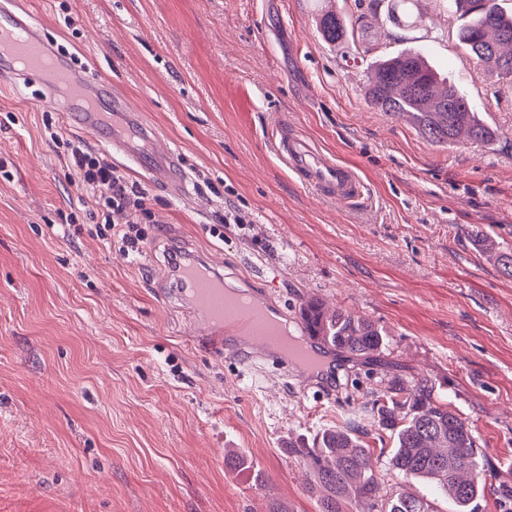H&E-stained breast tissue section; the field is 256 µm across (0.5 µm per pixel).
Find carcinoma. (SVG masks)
<instances>
[{
  "label": "carcinoma",
  "mask_w": 512,
  "mask_h": 512,
  "mask_svg": "<svg viewBox=\"0 0 512 512\" xmlns=\"http://www.w3.org/2000/svg\"><path fill=\"white\" fill-rule=\"evenodd\" d=\"M419 0H394L392 18L413 27ZM458 21L459 42L501 79L512 80V11L502 0H448ZM317 29L327 41L339 42L351 31L346 17L324 10ZM365 96L372 107L389 115H405L427 140L441 146L469 140L492 144L497 134L457 86L440 78L417 51L377 60ZM481 248L500 273L512 278V249L492 250L487 238ZM323 336L340 353L368 355L383 344L374 321L339 309L324 317ZM379 437L393 439L392 467L407 478L435 484L454 501L456 512H475L487 490L472 425L426 382L408 392L397 381L373 393ZM313 470L325 492L322 512H346L345 505L372 501L370 512H435L430 501L401 488L385 497L371 465V448L364 437L336 427L324 430L310 445L293 447Z\"/></svg>",
  "instance_id": "obj_1"
}]
</instances>
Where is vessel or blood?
<instances>
[{
	"label": "vessel or blood",
	"instance_id": "obj_1",
	"mask_svg": "<svg viewBox=\"0 0 512 512\" xmlns=\"http://www.w3.org/2000/svg\"><path fill=\"white\" fill-rule=\"evenodd\" d=\"M0 74L16 84L42 78L43 99L58 105L72 126L121 152L154 180L170 187L181 185V155L172 150L159 151L155 129L143 122L139 112L113 94L110 85L92 79L88 69L62 59L21 2L0 7ZM275 147L302 185L319 197L344 205L362 197L364 183L356 171L327 157L298 131L285 125L278 127ZM177 281L185 301L206 312L203 338L216 349L231 351L235 356L245 348L264 356L276 352L272 332L259 330L253 311L225 308L224 284L215 277L210 263L192 260L189 267L181 269ZM303 335L306 344L301 360L316 364L329 349L311 329H304Z\"/></svg>",
	"mask_w": 512,
	"mask_h": 512
}]
</instances>
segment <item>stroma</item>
Instances as JSON below:
<instances>
[{
    "mask_svg": "<svg viewBox=\"0 0 512 512\" xmlns=\"http://www.w3.org/2000/svg\"><path fill=\"white\" fill-rule=\"evenodd\" d=\"M26 2L60 55L94 61L181 154L186 190L94 144L146 193L128 213L145 234L133 258L98 237L65 165L77 131L40 84L0 87V512H321L292 444L370 432L372 394L393 379L432 383L473 425L489 484L512 483V278L475 241L512 247V81L459 43L445 0H420L414 28L392 23V0ZM324 8L378 22L327 42ZM409 48L482 112L494 145H434L371 108L366 62ZM283 123L353 166L364 198L342 206L302 186L275 151ZM229 203L242 221L215 233ZM179 249L288 327L320 299L376 322L385 344L338 357L324 390L274 362L239 364L194 337L169 263ZM370 446L382 493L408 484L456 512L392 468L391 441ZM228 448L244 466H225Z\"/></svg>",
    "mask_w": 512,
    "mask_h": 512,
    "instance_id": "obj_1",
    "label": "stroma"
}]
</instances>
